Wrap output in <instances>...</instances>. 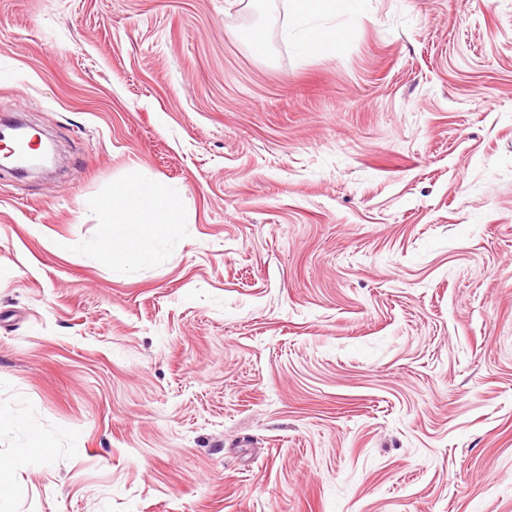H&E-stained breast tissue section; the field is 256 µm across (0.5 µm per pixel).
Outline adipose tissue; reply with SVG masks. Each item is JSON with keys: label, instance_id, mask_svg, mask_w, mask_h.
Listing matches in <instances>:
<instances>
[{"label": "adipose tissue", "instance_id": "obj_1", "mask_svg": "<svg viewBox=\"0 0 512 512\" xmlns=\"http://www.w3.org/2000/svg\"><path fill=\"white\" fill-rule=\"evenodd\" d=\"M359 0H315L314 7L296 5L291 24L300 33L302 50L320 44L343 42L344 31L325 26L324 18L344 12ZM120 198L112 205L101 206L99 220L107 233L91 242L99 257L114 266L134 269L151 256L154 241L174 236L182 222V204L178 196L159 192L136 178L119 187Z\"/></svg>", "mask_w": 512, "mask_h": 512}]
</instances>
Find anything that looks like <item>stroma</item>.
<instances>
[{
	"instance_id": "1",
	"label": "stroma",
	"mask_w": 512,
	"mask_h": 512,
	"mask_svg": "<svg viewBox=\"0 0 512 512\" xmlns=\"http://www.w3.org/2000/svg\"><path fill=\"white\" fill-rule=\"evenodd\" d=\"M292 9L0 0L61 154L0 170V512H512V0ZM132 175L183 224L126 271ZM300 2H315L313 8H306ZM360 3V0H315L295 1L292 12L291 25L299 29L300 44L304 51H310L320 44L336 45L346 37L342 30L335 27H327L322 20L336 12H344ZM117 193L120 199L114 202ZM105 203L112 206L100 207L99 220L107 233L88 246L112 266L132 270L141 265L150 258L157 238L174 236L183 224L181 199L137 178L119 187Z\"/></svg>"
}]
</instances>
